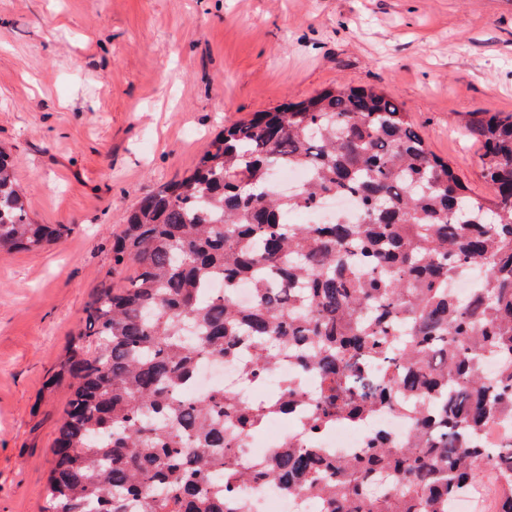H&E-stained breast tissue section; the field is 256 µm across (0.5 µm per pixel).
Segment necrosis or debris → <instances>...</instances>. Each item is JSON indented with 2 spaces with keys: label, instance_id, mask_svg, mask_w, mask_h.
Returning <instances> with one entry per match:
<instances>
[{
  "label": "necrosis or debris",
  "instance_id": "obj_1",
  "mask_svg": "<svg viewBox=\"0 0 512 512\" xmlns=\"http://www.w3.org/2000/svg\"><path fill=\"white\" fill-rule=\"evenodd\" d=\"M292 376L301 387L302 398L289 413L271 416L261 436L250 434L238 441L235 461L239 470L248 473L262 470L280 450L291 445L319 448L337 458L351 459L366 448L373 434L385 433L401 442L411 441L418 435L410 418L387 408L377 409L358 423L340 419L328 429L310 432L306 426L311 412L309 396L317 388L318 379L312 374H295L293 365L285 360L271 367L259 383L246 381L237 362H201L189 394L194 397L221 390L250 404L261 400L265 391L286 385ZM233 500L236 512H312L315 506L311 496L288 494L269 481L240 484Z\"/></svg>",
  "mask_w": 512,
  "mask_h": 512
}]
</instances>
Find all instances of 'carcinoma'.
Returning a JSON list of instances; mask_svg holds the SVG:
<instances>
[{"label":"carcinoma","instance_id":"carcinoma-1","mask_svg":"<svg viewBox=\"0 0 512 512\" xmlns=\"http://www.w3.org/2000/svg\"><path fill=\"white\" fill-rule=\"evenodd\" d=\"M465 131L485 202L401 105L336 82L224 128L189 175L142 198L112 244L132 276L96 289L58 373L71 384L47 512H226L244 480L236 435L298 396L292 378L257 406L183 394L201 360L235 361L242 341L247 378L282 357L318 375L310 430L400 406L422 431L406 445L377 434L346 462L297 446L252 479L318 496L324 512H454L489 480L491 512H512V435L478 439L512 413V113L475 112ZM282 167L310 179L284 195ZM14 170L0 149V252L43 250L69 228L31 221ZM335 195L358 200V223H288ZM460 268L477 278L465 296L449 288Z\"/></svg>","mask_w":512,"mask_h":512}]
</instances>
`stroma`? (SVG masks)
Segmentation results:
<instances>
[{
    "label": "stroma",
    "instance_id": "obj_1",
    "mask_svg": "<svg viewBox=\"0 0 512 512\" xmlns=\"http://www.w3.org/2000/svg\"><path fill=\"white\" fill-rule=\"evenodd\" d=\"M401 103L467 193L470 113H512V0H0V146L29 215L0 252V512H43L69 398L55 379L123 216L224 126L335 82ZM14 159L0 149V252L40 251L68 232L64 224H34L25 195L15 180Z\"/></svg>",
    "mask_w": 512,
    "mask_h": 512
}]
</instances>
